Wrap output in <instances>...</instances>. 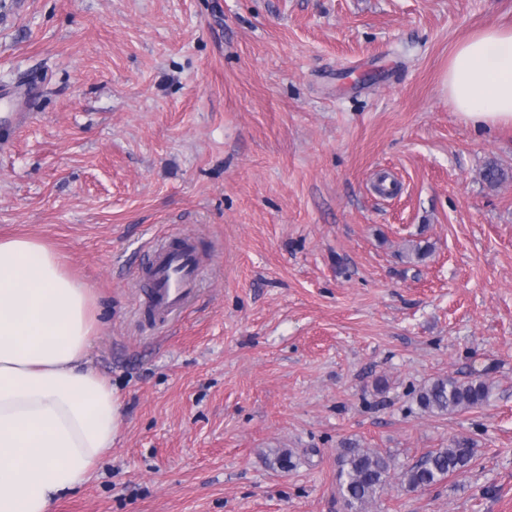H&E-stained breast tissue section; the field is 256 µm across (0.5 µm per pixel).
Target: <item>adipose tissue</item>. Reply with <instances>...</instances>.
Here are the masks:
<instances>
[{
  "label": "adipose tissue",
  "instance_id": "adipose-tissue-1",
  "mask_svg": "<svg viewBox=\"0 0 512 512\" xmlns=\"http://www.w3.org/2000/svg\"><path fill=\"white\" fill-rule=\"evenodd\" d=\"M447 82L463 121L512 126V27L458 43ZM95 330L92 293L64 256L0 239V512H52L111 450L120 403L87 364Z\"/></svg>",
  "mask_w": 512,
  "mask_h": 512
}]
</instances>
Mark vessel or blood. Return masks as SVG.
Returning <instances> with one entry per match:
<instances>
[{
	"label": "vessel or blood",
	"mask_w": 512,
	"mask_h": 512,
	"mask_svg": "<svg viewBox=\"0 0 512 512\" xmlns=\"http://www.w3.org/2000/svg\"><path fill=\"white\" fill-rule=\"evenodd\" d=\"M200 266L189 238H177L171 247L156 249L148 258L144 281L152 298L151 313L158 321L184 307L200 276Z\"/></svg>",
	"instance_id": "obj_1"
}]
</instances>
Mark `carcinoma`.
I'll return each mask as SVG.
<instances>
[{
	"mask_svg": "<svg viewBox=\"0 0 512 512\" xmlns=\"http://www.w3.org/2000/svg\"><path fill=\"white\" fill-rule=\"evenodd\" d=\"M489 386L479 376L466 381L438 377L417 392L419 408L435 415H448L483 405ZM473 458V448L464 439L446 448L429 452L402 474V484L416 491L430 487L450 474L463 471ZM393 460L368 448L350 443L339 454L338 491L348 512H368V508L385 491Z\"/></svg>",
	"mask_w": 512,
	"mask_h": 512,
	"instance_id": "obj_1",
	"label": "carcinoma"
}]
</instances>
